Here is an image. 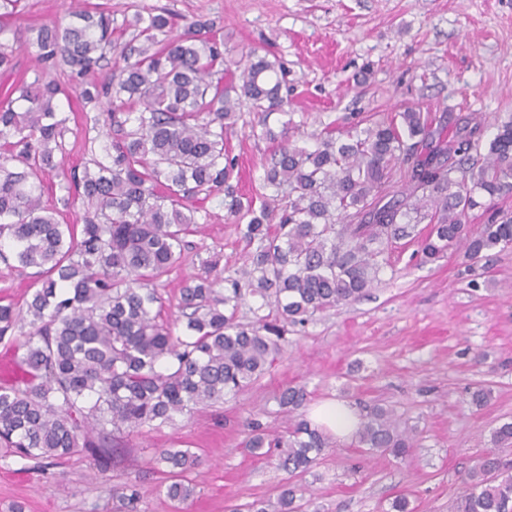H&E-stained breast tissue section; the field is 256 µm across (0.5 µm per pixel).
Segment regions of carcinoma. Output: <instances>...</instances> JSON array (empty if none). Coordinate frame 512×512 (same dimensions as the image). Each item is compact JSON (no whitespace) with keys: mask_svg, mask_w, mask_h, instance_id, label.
I'll return each mask as SVG.
<instances>
[{"mask_svg":"<svg viewBox=\"0 0 512 512\" xmlns=\"http://www.w3.org/2000/svg\"><path fill=\"white\" fill-rule=\"evenodd\" d=\"M75 22L35 29L33 80L0 99V261L36 270L38 288L16 310L0 305V340L15 342L16 373L0 383V447L38 462L77 453L108 470L115 435L171 423L177 416L224 402L264 375L281 356L288 326L350 304L377 281L393 243L415 237L420 259L433 262L453 248L477 260L512 249V216L493 212L473 232L462 218L512 193V118L484 141V122L460 119L458 135L420 159L431 137L421 111L401 112L362 126L311 133L312 150L296 145L286 71L251 51L230 63L213 22L185 20L168 9L136 10L114 25L112 15L82 4ZM123 61L105 82L87 80L111 60ZM241 69V84L224 90V72ZM60 68L67 83L44 77ZM74 92L84 104L112 105L113 135L65 194L43 201V175L65 155L68 115L57 100ZM247 100L264 117L279 114L280 130L262 123L276 148L265 169L260 201L232 185L236 159L224 138ZM405 165L403 190L385 193L393 166ZM220 196L227 212L246 221L252 247L237 277L211 273L181 288L183 333L162 318L156 282L183 256L200 193ZM81 202L93 215L81 230L59 223ZM224 291H218L221 283ZM247 296L260 300L255 321L237 320ZM307 392L289 385L279 405L292 414ZM372 453L403 459L414 438L390 412L371 408L357 431ZM512 445V422L492 432ZM246 448L289 477L307 472L330 447L309 421L295 417L287 431L247 425ZM201 458L188 448L155 456L170 483L159 491L178 503L195 494L186 474ZM303 488L281 486L276 498L255 499L229 512H302ZM456 512H512V466L495 453L480 457L464 481Z\"/></svg>","mask_w":512,"mask_h":512,"instance_id":"1","label":"carcinoma"}]
</instances>
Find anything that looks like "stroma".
<instances>
[{
	"label": "stroma",
	"instance_id": "1",
	"mask_svg": "<svg viewBox=\"0 0 512 512\" xmlns=\"http://www.w3.org/2000/svg\"><path fill=\"white\" fill-rule=\"evenodd\" d=\"M115 22L138 8L165 7L215 24L233 58L270 51L288 72V109L299 145L349 114L379 120L413 106L433 125L472 113L488 121L512 116V0H95ZM74 0H21L0 30L15 70L0 74V94L34 73L32 30L67 26ZM68 112L66 154L46 174L45 197L61 196L67 173L82 170L109 130L106 105L61 101ZM227 147L238 160L240 189L260 194L274 151L259 117L241 103ZM198 224L184 257L157 282L163 314H179L180 288L204 275L212 256L224 278L235 277L249 248L239 225L217 198L196 197ZM416 242L392 248L368 296L289 326L280 359L250 388L175 423L120 435L108 473L91 456L48 467L0 453V512H112L103 477L137 490L134 512H226L227 505L275 497L287 473L243 446L244 425L259 420L284 430L289 417L277 397L288 385L306 389L307 404L351 403L360 413L379 404L415 435L410 457L367 453L357 441L332 442L320 464L299 476L305 512H391L406 496L413 512H454L462 478L486 452L512 461V447L495 449L491 434L512 419V249L471 261L450 251L434 263L416 258ZM489 386L484 407L470 393ZM162 448L200 455L191 473L196 493L177 504L159 492L153 464Z\"/></svg>",
	"mask_w": 512,
	"mask_h": 512
}]
</instances>
